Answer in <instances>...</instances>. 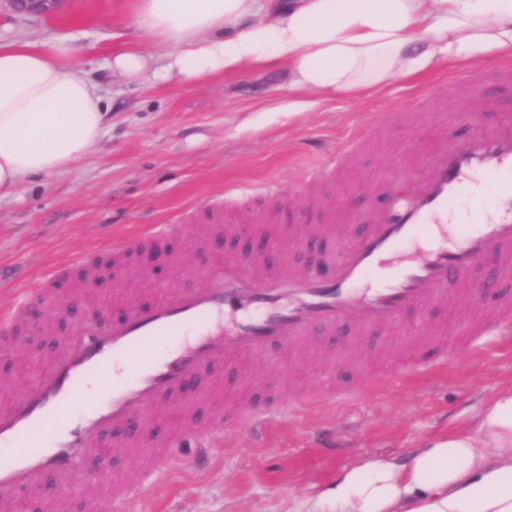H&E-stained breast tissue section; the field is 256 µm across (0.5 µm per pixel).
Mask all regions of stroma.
<instances>
[{"label":"stroma","mask_w":512,"mask_h":512,"mask_svg":"<svg viewBox=\"0 0 512 512\" xmlns=\"http://www.w3.org/2000/svg\"><path fill=\"white\" fill-rule=\"evenodd\" d=\"M135 0H66L59 15L22 16L0 10V44L29 42L47 50L61 40L73 62L94 81L107 117L99 150L67 170L26 179L0 199V312L24 298L41 277L85 254L105 257V242L168 224L204 199L224 225L275 219L272 236L288 242L323 210L364 213L375 197L368 185L426 157L443 133L463 134L465 112L477 98L512 111V87L493 82L458 86L472 64L495 68L493 54L446 60L421 75L392 79L363 97H290L279 71L242 72L207 80L130 81L112 71V54L142 40ZM407 107V116L364 144L335 178L309 181L315 169L357 138L383 113ZM476 313L448 304L407 316L396 339L376 332L360 351L319 344L305 354L270 347L264 356L225 371L202 418L240 402L250 390L240 374L287 370L292 385L316 401L270 422L261 437L247 424L225 434L203 458L173 467L146 485L122 512H288L312 498L357 461L393 458L408 463L429 437L472 423L483 405L512 385V341L448 355L446 368L385 384L363 397L332 396L347 368L393 370L402 344L418 343L428 319L456 331Z\"/></svg>","instance_id":"1"}]
</instances>
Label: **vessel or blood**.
<instances>
[{
    "instance_id": "obj_1",
    "label": "vessel or blood",
    "mask_w": 512,
    "mask_h": 512,
    "mask_svg": "<svg viewBox=\"0 0 512 512\" xmlns=\"http://www.w3.org/2000/svg\"><path fill=\"white\" fill-rule=\"evenodd\" d=\"M494 120L477 123L462 136L444 138L413 169L399 172L383 191V200L353 244L335 235L328 224L312 225L314 233L335 238L341 256L328 279L317 270L304 273L288 266H269L262 257L207 265L200 288H181L144 306L131 303L123 318L84 323L60 341L52 366L25 388L15 390L0 408V505L21 490L35 489L46 478L68 484L80 473L109 470L108 444L130 458L149 456L150 470L128 477L113 488L114 500L130 497L143 483L163 479L182 457L185 437L205 454L224 437L228 419L215 415L205 431L188 425L186 434L152 436L159 407L207 396L224 367L272 346L306 343L313 331L332 336L347 331L356 339L381 328L396 327L407 314L436 306L448 297L469 296L467 286L488 265L502 277L512 276V113L495 112ZM491 179L494 206L464 215L470 232L449 241L448 205L473 175ZM178 225L160 224L145 235L113 243L117 259L146 248H160ZM429 241L415 258H401L404 245ZM375 286H366L370 275ZM26 311L15 305L0 315V351L17 345L16 324ZM196 330L178 350L144 360L133 350L164 336ZM512 334V301H503L492 321L471 322L462 335L481 346L492 334ZM260 400H247L235 410L253 426L266 425L307 394L272 391L259 382Z\"/></svg>"
}]
</instances>
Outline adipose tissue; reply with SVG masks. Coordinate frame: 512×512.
<instances>
[{"mask_svg":"<svg viewBox=\"0 0 512 512\" xmlns=\"http://www.w3.org/2000/svg\"><path fill=\"white\" fill-rule=\"evenodd\" d=\"M135 23L169 53L161 65L127 45L112 56L124 78L278 68L296 98L372 92L445 55L512 54V0H137ZM72 55L65 40L0 45V197L96 151L102 97ZM301 512H512V386L472 423L429 438L408 465L342 469Z\"/></svg>","mask_w":512,"mask_h":512,"instance_id":"adipose-tissue-1","label":"adipose tissue"}]
</instances>
